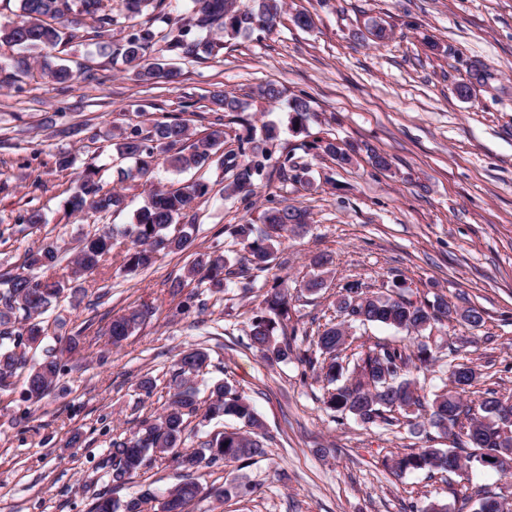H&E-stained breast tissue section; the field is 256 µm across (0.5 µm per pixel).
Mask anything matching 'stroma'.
Listing matches in <instances>:
<instances>
[{
	"label": "stroma",
	"mask_w": 512,
	"mask_h": 512,
	"mask_svg": "<svg viewBox=\"0 0 512 512\" xmlns=\"http://www.w3.org/2000/svg\"><path fill=\"white\" fill-rule=\"evenodd\" d=\"M299 12L311 27L294 24ZM374 20L388 28L387 40L369 36ZM77 34L65 56L89 65L90 77L67 88L32 78L19 91L0 88V273L21 272L25 256L48 242L72 268L78 238L123 229L150 186L202 181L209 193L193 205L198 231L189 250L134 274L109 259L77 281L78 301L62 299L46 314L44 346L71 337L78 351L40 402L23 401L16 388L0 391V512H88L98 493L125 501L146 488L164 495L180 482L182 470L166 458L113 490L112 441L162 411L177 362L196 347L210 359L195 379L199 400L207 401L212 381L227 380L250 399L270 441L245 468L204 464L193 472L202 495L189 512H425L434 501L448 512H475L480 490L512 504V477L475 462L450 475L395 476L392 456L450 448L453 440L420 426L411 410L379 426L329 410L326 382L298 359L266 362L247 337L273 281L288 288L282 331L299 352L319 325L340 321L344 284L386 294L402 282L414 299L442 295L457 310H481L480 327L445 320L430 342L441 358L477 365L467 400L490 391L512 397V0H285L272 32L232 39L215 58L180 61L176 84L135 81L97 55L89 26ZM476 62L489 80L460 98L456 87ZM269 82L309 96L313 110L302 128L292 127L285 103L259 96ZM218 86L245 104L243 122L224 123L225 156L236 155L247 127L276 124L272 154L292 155L305 183L283 180L271 166L254 193L228 197L231 168L213 162L179 173L161 163L151 181H125L123 211L65 215L64 193L87 165L98 167L107 189L118 169L132 168L112 146L123 130L176 116L196 135L210 132L216 115L208 95ZM319 140L359 153L341 166L314 149ZM372 151L389 169L371 164ZM62 153L75 159L69 169L55 164ZM278 204L306 210L310 223L302 234H284L267 276L249 288L233 279L217 292L188 281L195 254L216 246L238 265L243 245L229 226L261 228L264 211ZM36 208L46 216L41 231L16 232L17 217ZM322 253L333 264L325 288L312 294L303 283ZM174 280L185 283L180 293L169 289ZM132 307L149 314L113 345L107 327ZM145 374L157 383L147 400L136 389ZM238 475L252 493L225 496Z\"/></svg>",
	"instance_id": "35a3bbf8"
}]
</instances>
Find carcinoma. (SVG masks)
<instances>
[{
	"label": "carcinoma",
	"instance_id": "carcinoma-1",
	"mask_svg": "<svg viewBox=\"0 0 512 512\" xmlns=\"http://www.w3.org/2000/svg\"><path fill=\"white\" fill-rule=\"evenodd\" d=\"M21 20L0 25V42L24 50L41 52L38 66L45 80L66 84L75 82L88 69L73 71L66 65L52 61V53L66 46L75 37L74 31L89 19L102 36L109 35L119 19L106 8L105 0H18ZM163 0H123L124 18L133 19L145 10L156 9ZM252 7L240 8L236 0H192L189 16L165 17V26L154 28L148 24L128 26L122 41L112 45V63L121 64L122 71L136 81L152 85L159 81L176 83L181 70L174 59L203 60L224 49V38H236L255 30H271V24L280 19L283 0H253ZM161 55L150 56L155 47ZM32 68L28 59L17 62L10 70L0 64V87L19 82L22 74ZM488 74L483 66L473 65L468 80L457 85L462 99L472 96L473 88L486 84ZM209 101L214 111L237 112L243 108L241 100L231 91L217 89L210 92ZM312 111L311 100L294 95L288 99L291 121L301 126ZM187 124L178 117L157 120L152 130L143 133L138 127L119 135L113 143L117 154L135 162L139 177L152 174L158 165L159 151L168 153L166 162L177 170L197 168L213 161L224 146V129L218 127L206 137L184 147L188 140ZM275 139L272 127L264 128L261 137L253 129L238 137V153L243 160L236 166L230 183L224 185V194L252 193L255 181L262 177L271 159L269 142ZM313 148L332 157L339 165L352 163L356 150H347L331 141L314 143ZM97 171L88 167L76 191L63 201L70 207L68 214L87 209L97 212L118 211L125 206V195L115 189L106 190L96 180ZM209 187L193 182L175 189L151 191L143 206L135 213L134 222L124 227L121 234L130 239L131 247L122 257V266L128 273L151 267L162 254L187 250L196 230L190 215L196 199L207 195ZM23 230L31 233L45 225L39 209L29 211L21 218ZM264 229L252 235L248 224L231 229L240 238L246 255L237 268H232L221 249L199 253L188 275L199 277L200 284L221 290L231 277L253 282L259 274L270 269L275 245L283 234L296 231L308 224L306 211L295 206L272 207L263 214ZM111 230H102L78 239L76 266L80 273L91 275L112 253ZM58 264L55 247L47 245L30 253L27 268H53ZM65 282L43 280L31 274H0V389L21 379V395L26 401H40L65 372L64 358L72 354L77 344L69 340L65 345L46 351L40 359L30 357L46 335L41 316L46 314L64 294ZM337 308L344 320L324 327L317 336L316 355H303V362L317 376L332 386L324 401L328 409L349 413L361 423L390 424L388 413L394 409L428 407V423L443 433L454 427L466 430L468 443L473 448L470 457L481 466L512 473V434L500 425L512 423V399L490 394L478 404L477 412L464 404L467 393L478 377L477 366L471 362L453 366L449 379L452 389L434 395L432 401L418 391L414 380L408 378L411 370L435 360L425 332L436 323L451 317V306L444 297L434 301H417L405 294V289L393 295L371 293L358 282L346 284L337 300ZM288 317V289L270 290L265 307L253 317L248 337L250 346L265 359L284 362L294 355L288 337H279L278 328ZM144 312L131 308L112 319L108 334L117 346L126 340L141 324ZM385 325L406 332L417 341L416 350L377 342L360 356L352 378L338 386L345 367L338 361V351L346 343L344 323ZM209 354L202 348L186 351L172 376V393L162 413L150 421L141 422L132 436L112 441V489L117 490L143 467L156 459L171 456L177 467L191 472L202 463L220 461L237 463L244 467L248 460L265 453L267 434L261 418L250 401L231 385L221 381L213 384L205 408L204 418L212 420L233 416L242 421L249 431H224L201 443L193 451H178L184 444L186 417L198 412L194 377L207 366ZM462 467V457L453 449L423 448L417 453L398 456L392 460L395 474L427 470L452 473ZM201 493L200 486L190 478L183 479L167 492L161 502V512H186L187 505ZM156 499L147 488L137 497L126 501L113 498L106 492L93 498L89 512H143L142 506ZM507 506L499 498L484 494L479 498L476 512H506Z\"/></svg>",
	"mask_w": 512,
	"mask_h": 512
}]
</instances>
